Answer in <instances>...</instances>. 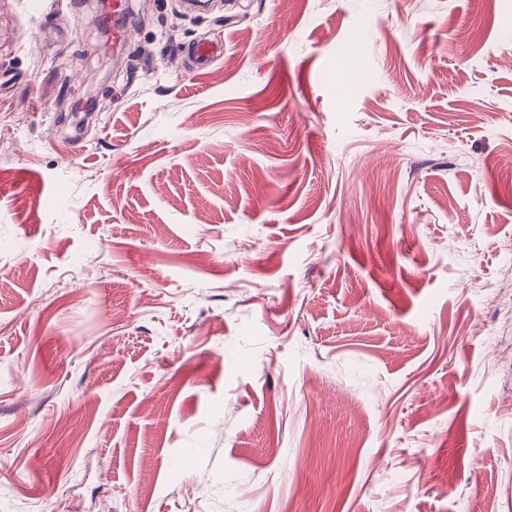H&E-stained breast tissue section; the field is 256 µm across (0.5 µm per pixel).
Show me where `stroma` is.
Returning <instances> with one entry per match:
<instances>
[{
    "label": "stroma",
    "mask_w": 512,
    "mask_h": 512,
    "mask_svg": "<svg viewBox=\"0 0 512 512\" xmlns=\"http://www.w3.org/2000/svg\"><path fill=\"white\" fill-rule=\"evenodd\" d=\"M99 2L0 0V512H507L512 0ZM131 0H106L101 2L100 25L109 33L104 43L106 55L122 48L130 39L133 28V7ZM112 23V26H111ZM224 52V46L211 40H200L193 44L189 59L197 69L208 68Z\"/></svg>",
    "instance_id": "obj_1"
}]
</instances>
